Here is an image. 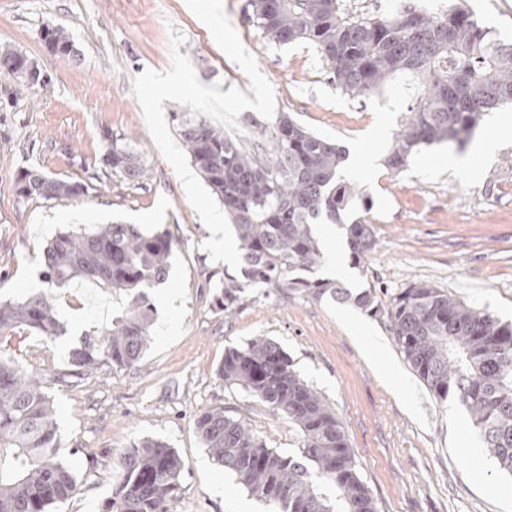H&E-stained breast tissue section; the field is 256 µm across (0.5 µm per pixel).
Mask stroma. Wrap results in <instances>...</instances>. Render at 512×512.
<instances>
[{
    "instance_id": "obj_1",
    "label": "stroma",
    "mask_w": 512,
    "mask_h": 512,
    "mask_svg": "<svg viewBox=\"0 0 512 512\" xmlns=\"http://www.w3.org/2000/svg\"><path fill=\"white\" fill-rule=\"evenodd\" d=\"M247 0H224L228 20L273 86L277 112L344 147L345 175L358 195L342 212L343 227L369 224L376 245L364 268L341 282L362 288L374 278L380 304L410 284L428 282L452 298L512 323V133L487 160L473 144H435L417 151L402 172L384 163L395 133L417 100L415 84L393 81L382 93L352 98L330 82L315 48L280 47L246 17ZM503 39H512V0H462ZM68 30L77 53L67 59L45 44V28ZM179 30L202 84L248 90L242 69L215 44L185 0H0V47L28 55L47 78L27 92L0 75V298L45 291L40 272L47 244L65 230L104 224L166 229L177 240L167 281L150 290L152 339L130 368L107 365L73 381L70 356L85 332L101 328L112 297L97 287L53 292L66 333L49 339L19 331L0 348L19 360L50 358L44 387L58 424L60 453L79 486L55 512H102L115 482L119 453L144 439L163 441L183 458L181 488L169 512H277L238 483L204 447L197 417L214 407L246 420L268 447L297 452L300 436L287 420L215 375L225 349L257 336L274 339L294 369L335 411L359 476L377 512H512V473L482 447L469 413L440 400L400 353L384 314L300 291L249 288L232 315L212 310L230 268L201 245L210 233L189 203L171 165L155 147L132 91L144 70L171 64L170 30ZM110 138L133 140L147 174L127 180L103 162ZM461 158L458 166L450 158ZM89 185L85 196L19 200L20 172ZM175 293L174 310L162 304ZM478 447L469 454L468 444Z\"/></svg>"
}]
</instances>
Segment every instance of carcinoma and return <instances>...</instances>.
I'll list each match as a JSON object with an SVG mask.
<instances>
[{
    "instance_id": "cac0c4a2",
    "label": "carcinoma",
    "mask_w": 512,
    "mask_h": 512,
    "mask_svg": "<svg viewBox=\"0 0 512 512\" xmlns=\"http://www.w3.org/2000/svg\"><path fill=\"white\" fill-rule=\"evenodd\" d=\"M249 20L280 46L308 42L326 64L336 88L365 97L393 79L418 80L416 104L391 143L387 167L402 171L414 152L442 142L463 146L482 115L512 104V41L493 35L471 11L448 3L439 12L404 2L390 12L366 15L347 0H247ZM44 39L61 57L74 55L63 27ZM179 136L212 193L224 204L239 241L241 277L228 276L213 298L233 311L247 288H292L378 311L377 289L354 293L315 277L324 258L314 226L340 221L357 189L343 170L345 150L280 114L267 144L251 153L203 115L172 113ZM106 164L130 180L145 161L129 142L110 139ZM81 181L23 171L21 199H75ZM355 267L375 247L370 225L346 228ZM176 241L162 230L106 224L93 232L57 235L43 254L42 282L63 288L90 281L112 293V322L85 334L71 354L69 375L101 365H135L150 341L154 319L149 290L166 281ZM400 352L429 390L454 397L479 429L486 451L512 473V323L456 300L430 283L401 289L385 309ZM56 338L65 333L46 294L0 301V340L17 330ZM51 364H26L0 352V512H51L77 489L74 470L62 461L57 423L43 379ZM225 385L239 387L300 433L299 453L269 448L239 417L217 407L196 425L214 461L234 473L252 494L280 512H376L356 468L336 413L303 380L281 346L256 336L224 351L216 369ZM185 463L166 443L145 439L116 459V482L104 512H168L181 487Z\"/></svg>"
}]
</instances>
